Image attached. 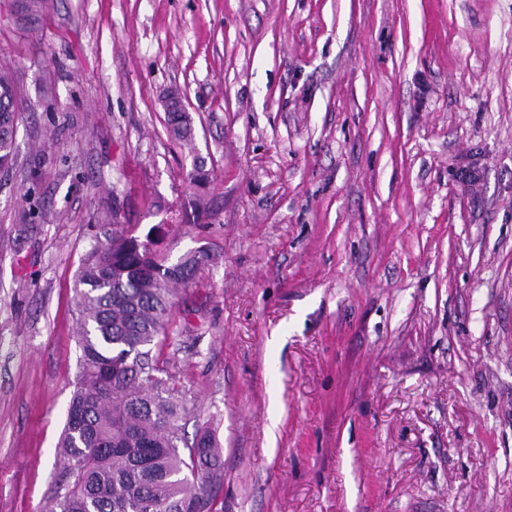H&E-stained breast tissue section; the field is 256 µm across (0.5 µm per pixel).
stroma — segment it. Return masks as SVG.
Returning a JSON list of instances; mask_svg holds the SVG:
<instances>
[{
  "label": "stroma",
  "mask_w": 512,
  "mask_h": 512,
  "mask_svg": "<svg viewBox=\"0 0 512 512\" xmlns=\"http://www.w3.org/2000/svg\"><path fill=\"white\" fill-rule=\"evenodd\" d=\"M0 66V512L63 478L81 260L156 225L220 256L162 348L212 512H512V0H0ZM17 85L9 69L0 68V167L12 168L16 154V129L22 118ZM167 124L176 139L189 146L190 151L194 149L193 125L188 112H180L175 109L167 112Z\"/></svg>",
  "instance_id": "stroma-1"
}]
</instances>
